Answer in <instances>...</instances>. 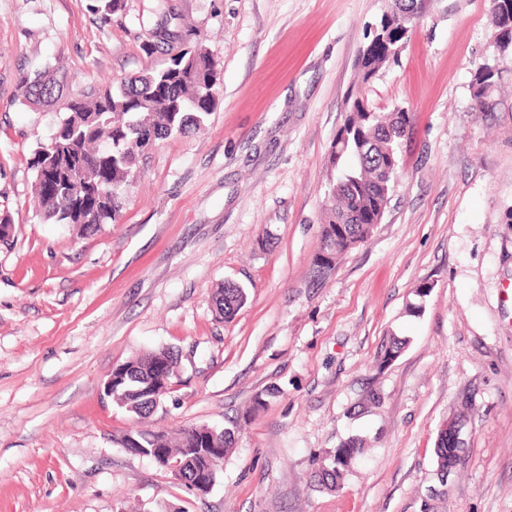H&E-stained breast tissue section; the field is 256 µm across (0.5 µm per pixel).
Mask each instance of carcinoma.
<instances>
[{
	"mask_svg": "<svg viewBox=\"0 0 512 512\" xmlns=\"http://www.w3.org/2000/svg\"><path fill=\"white\" fill-rule=\"evenodd\" d=\"M177 37L166 25L148 30L144 51ZM217 66L200 44L170 56L161 69L143 71L89 96L64 95L66 76L46 69L35 77L21 75L18 99L23 105L63 101L64 116L51 138L39 141L28 158L34 174V193L43 219L54 224H81L95 229L116 221L120 189L134 176L137 151L159 140L204 127L217 102ZM497 78L475 77L473 110L487 111ZM411 122L404 108L391 112H364L334 140L327 158L333 203L322 224L320 251L338 260L350 250L337 234L341 224L350 237L363 242L382 220L377 204L390 198L398 179V143ZM245 291L226 284L214 293L219 317L229 321L246 303ZM166 349L150 351L119 365L125 378L112 382L106 395L118 407L145 418L158 403L145 391L147 380L158 378L171 392L175 364L167 369L157 364ZM234 431L207 425L186 426L171 434L134 431L120 439L138 454L152 458L161 468L181 465L186 480L196 473H213L234 446ZM448 434L439 433L435 454L441 475L448 474ZM364 451L363 442L351 439L326 452L316 472L317 481L328 488L340 484L350 461Z\"/></svg>",
	"mask_w": 512,
	"mask_h": 512,
	"instance_id": "carcinoma-1",
	"label": "carcinoma"
}]
</instances>
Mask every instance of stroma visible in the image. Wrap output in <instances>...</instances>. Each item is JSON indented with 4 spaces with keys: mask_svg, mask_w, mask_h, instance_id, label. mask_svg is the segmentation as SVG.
<instances>
[{
    "mask_svg": "<svg viewBox=\"0 0 512 512\" xmlns=\"http://www.w3.org/2000/svg\"><path fill=\"white\" fill-rule=\"evenodd\" d=\"M93 5L0 0V512H512V48L489 0H431L364 86L412 121L381 224L322 280L325 161L388 0H124L107 21ZM170 12L179 40L146 53ZM198 42L219 69L205 127L144 150L114 223L45 222L27 158L61 112L21 105L20 75L61 68L81 96ZM485 62L503 73L476 112ZM227 282L247 293L229 321ZM159 347L178 368L153 414L105 398L113 367ZM459 416L443 480L434 448ZM204 424L235 432L204 496L118 444ZM351 437L363 456L321 487ZM499 78L493 77L488 79H480L478 74V67L475 72L474 82L472 84V100L473 110L476 112H490L487 111V104L490 99L491 90L496 87ZM245 291L235 284H224L217 288L214 293L213 302L215 311L221 319L229 321L234 318L237 312L246 303ZM364 451L363 442L351 439L341 444L339 448L326 452L323 464L316 472L317 481L328 488H336L340 484L350 461L355 455Z\"/></svg>",
    "mask_w": 512,
    "mask_h": 512,
    "instance_id": "obj_1",
    "label": "stroma"
}]
</instances>
